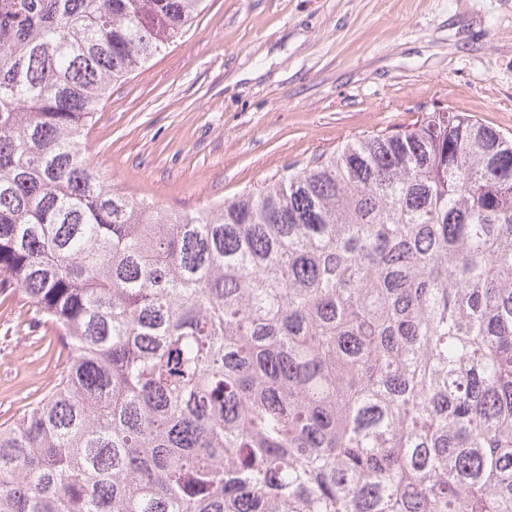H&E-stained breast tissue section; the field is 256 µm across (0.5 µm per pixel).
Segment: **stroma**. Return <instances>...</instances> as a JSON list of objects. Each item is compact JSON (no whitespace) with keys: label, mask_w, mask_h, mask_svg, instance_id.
<instances>
[{"label":"stroma","mask_w":512,"mask_h":512,"mask_svg":"<svg viewBox=\"0 0 512 512\" xmlns=\"http://www.w3.org/2000/svg\"><path fill=\"white\" fill-rule=\"evenodd\" d=\"M438 110L512 138V0H205L113 86L84 145L106 185L172 214ZM53 338L0 300V422L48 383Z\"/></svg>","instance_id":"obj_1"}]
</instances>
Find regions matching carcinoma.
<instances>
[{
    "label": "carcinoma",
    "instance_id": "obj_1",
    "mask_svg": "<svg viewBox=\"0 0 512 512\" xmlns=\"http://www.w3.org/2000/svg\"><path fill=\"white\" fill-rule=\"evenodd\" d=\"M203 0H0V297L66 359L0 512H512V140L459 112L166 215L82 143Z\"/></svg>",
    "mask_w": 512,
    "mask_h": 512
}]
</instances>
